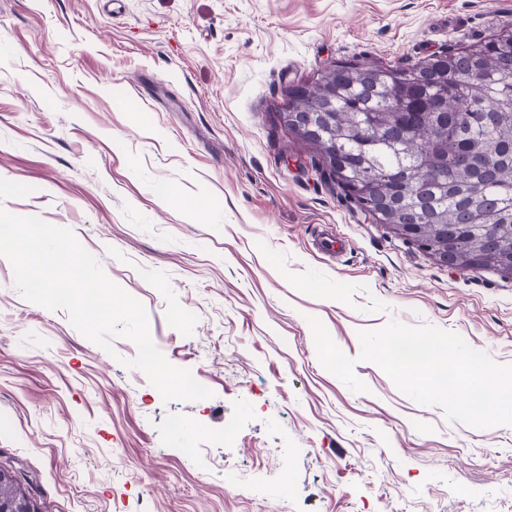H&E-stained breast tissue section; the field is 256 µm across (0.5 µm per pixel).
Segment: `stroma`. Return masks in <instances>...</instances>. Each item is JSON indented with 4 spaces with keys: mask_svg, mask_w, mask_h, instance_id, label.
Instances as JSON below:
<instances>
[{
    "mask_svg": "<svg viewBox=\"0 0 512 512\" xmlns=\"http://www.w3.org/2000/svg\"><path fill=\"white\" fill-rule=\"evenodd\" d=\"M510 29L512 0H0V207L71 229L213 392L163 400L131 340L105 352L0 257V468L40 512H512V426L449 422L359 358L397 320L512 364V275L373 221L277 118L335 64ZM311 315L367 392L320 364Z\"/></svg>",
    "mask_w": 512,
    "mask_h": 512,
    "instance_id": "1",
    "label": "stroma"
}]
</instances>
